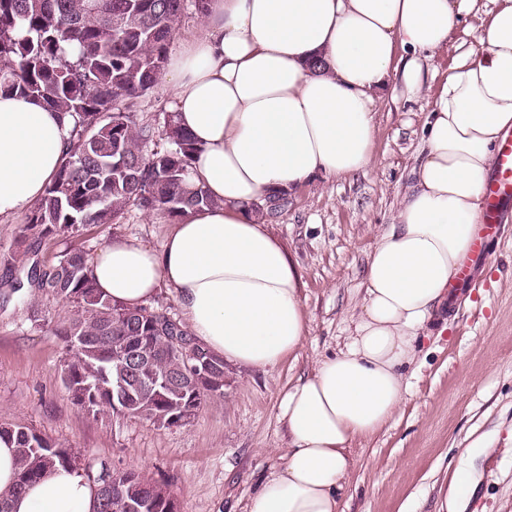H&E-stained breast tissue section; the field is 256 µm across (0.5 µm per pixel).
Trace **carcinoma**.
Here are the masks:
<instances>
[{
    "instance_id": "1",
    "label": "carcinoma",
    "mask_w": 512,
    "mask_h": 512,
    "mask_svg": "<svg viewBox=\"0 0 512 512\" xmlns=\"http://www.w3.org/2000/svg\"><path fill=\"white\" fill-rule=\"evenodd\" d=\"M212 0H0V89L32 97L70 114L72 139L43 197L22 225V250L0 252L9 280L3 301L56 300L71 314L55 325L70 360L64 380L70 400L98 416L118 413L158 426L186 425L202 403L224 396V360L205 351L167 313L127 308L102 295L87 253L66 247L47 263L44 246L68 241L91 226L116 224L134 206L177 224L188 212L217 202L201 187H186L200 146L175 122L139 112L160 84L168 55L189 9L204 18ZM193 344L217 365L200 382L168 385L156 379L184 366L179 348ZM133 346L146 360L130 362ZM0 441L16 448L22 493L44 473L61 467L90 476L80 456L25 423L0 419ZM97 512H112V496L150 503L146 512H169L175 496L164 483L129 469L114 486L99 473Z\"/></svg>"
}]
</instances>
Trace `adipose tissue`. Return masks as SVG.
Masks as SVG:
<instances>
[{"mask_svg":"<svg viewBox=\"0 0 512 512\" xmlns=\"http://www.w3.org/2000/svg\"><path fill=\"white\" fill-rule=\"evenodd\" d=\"M478 0H214L203 31L183 40L166 79L175 120L201 147L188 183L214 207L172 226L160 248L115 238L90 261L103 295L141 307L174 289L189 331L229 363L261 369L308 335L302 277L258 205L318 176L373 160L374 113L390 78L406 99L434 76L427 62ZM481 48L457 58L437 90L391 224L376 237L362 298L335 354L284 392L283 465L249 512H340L351 444L399 411L404 367L448 301L473 246L484 188L512 129V0H493ZM72 118L0 91V221L35 204L59 168ZM15 450L0 442V496L9 512H96L99 487L48 471L12 494Z\"/></svg>","mask_w":512,"mask_h":512,"instance_id":"1","label":"adipose tissue"}]
</instances>
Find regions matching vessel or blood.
Wrapping results in <instances>:
<instances>
[{
	"instance_id": "1",
	"label": "vessel or blood",
	"mask_w": 512,
	"mask_h": 512,
	"mask_svg": "<svg viewBox=\"0 0 512 512\" xmlns=\"http://www.w3.org/2000/svg\"><path fill=\"white\" fill-rule=\"evenodd\" d=\"M484 211L480 223L481 231L474 247L483 251L485 239L496 233L502 221L503 207L512 199V132L504 135L493 177L488 181L484 194Z\"/></svg>"
}]
</instances>
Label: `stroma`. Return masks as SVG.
<instances>
[{
  "instance_id": "stroma-1",
  "label": "stroma",
  "mask_w": 512,
  "mask_h": 512,
  "mask_svg": "<svg viewBox=\"0 0 512 512\" xmlns=\"http://www.w3.org/2000/svg\"><path fill=\"white\" fill-rule=\"evenodd\" d=\"M462 17L428 67L442 84L461 51L479 50L485 10ZM433 91L416 100L387 87L375 113V160L349 177H318L298 188L269 221L298 263L309 317L303 347L282 363L251 370L226 364L224 396L202 404L190 423L160 427L119 414L88 415L72 405L63 382L66 346L52 323L65 310L43 303L36 329L24 303L0 309V418L33 426L73 448L92 473L136 469L168 484L180 512H246L262 478L281 466L288 437L278 403L289 383L335 351L361 298L366 258L392 220L409 172L424 146ZM170 225L129 209L120 223L91 227L76 241L95 255L113 238L160 247ZM476 279L439 336L423 339L406 365L400 411L375 435L356 441V465L339 493L342 512H435L441 483L452 475L470 435L489 449L471 458L477 475L462 512H512V203Z\"/></svg>"
}]
</instances>
